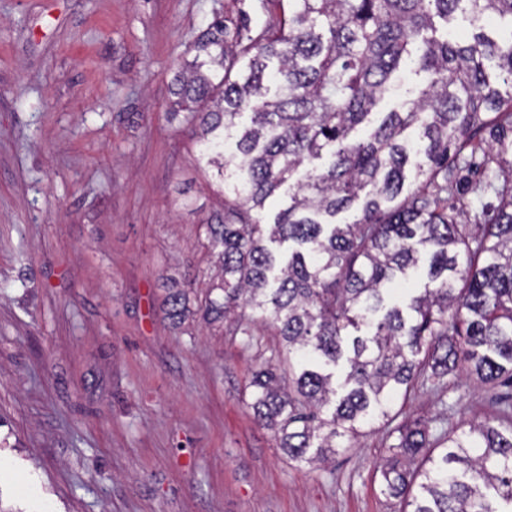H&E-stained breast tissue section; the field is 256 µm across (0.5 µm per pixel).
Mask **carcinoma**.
Returning <instances> with one entry per match:
<instances>
[{
	"label": "carcinoma",
	"instance_id": "obj_1",
	"mask_svg": "<svg viewBox=\"0 0 512 512\" xmlns=\"http://www.w3.org/2000/svg\"><path fill=\"white\" fill-rule=\"evenodd\" d=\"M461 3L509 38L425 35ZM260 5L269 20L256 33L209 23L172 84L170 110L200 129V161L237 199L203 224L220 273L203 317L249 336L248 308L280 337L249 406L288 458L325 464L379 423L395 437L380 492L398 512H512V414L434 435L395 409L420 380L512 385V0ZM408 60L426 75L417 97L354 135ZM473 165L471 192L498 205L461 224L458 173ZM284 185L288 207L264 222ZM425 255L424 290L384 309L385 287ZM188 314L171 284L165 318L179 327Z\"/></svg>",
	"mask_w": 512,
	"mask_h": 512
}]
</instances>
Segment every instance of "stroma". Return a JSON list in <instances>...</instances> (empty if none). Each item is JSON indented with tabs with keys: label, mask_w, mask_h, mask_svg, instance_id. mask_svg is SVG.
<instances>
[{
	"label": "stroma",
	"mask_w": 512,
	"mask_h": 512,
	"mask_svg": "<svg viewBox=\"0 0 512 512\" xmlns=\"http://www.w3.org/2000/svg\"><path fill=\"white\" fill-rule=\"evenodd\" d=\"M259 0H0V505L11 512H392L386 431L323 467L288 459L249 406L279 339L164 317L199 304L201 223L228 193L169 110L213 18ZM512 389L416 386L432 432L493 417ZM189 299L185 288H180L178 284L172 283L167 288V295L164 301L165 318L174 327H180L190 312Z\"/></svg>",
	"instance_id": "1"
}]
</instances>
